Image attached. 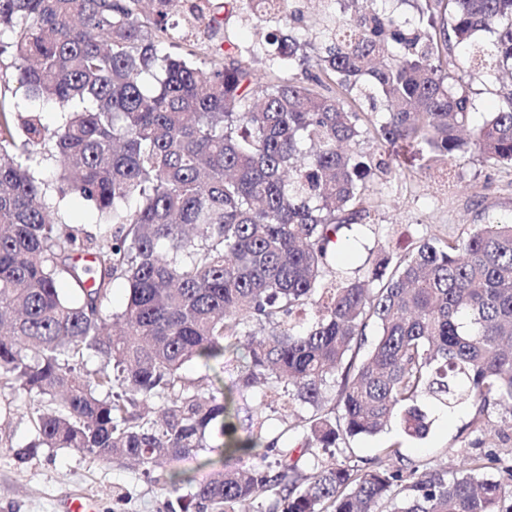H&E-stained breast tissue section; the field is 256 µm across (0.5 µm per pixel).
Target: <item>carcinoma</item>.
Here are the masks:
<instances>
[{
  "instance_id": "1",
  "label": "carcinoma",
  "mask_w": 512,
  "mask_h": 512,
  "mask_svg": "<svg viewBox=\"0 0 512 512\" xmlns=\"http://www.w3.org/2000/svg\"><path fill=\"white\" fill-rule=\"evenodd\" d=\"M228 6L266 24L263 69L237 45L164 50L180 26L215 38ZM415 9L412 27L383 7L344 16L311 60L278 27L301 21V0H0L9 79L60 117L51 130L0 103V379L47 403L31 447L149 475L216 432L210 478L181 512H503L512 469L488 478L486 459L464 457L450 476L392 445L352 465L341 446L394 417L425 437L424 400L470 408L474 432L512 409L511 218L395 262L370 253L362 280L332 248L369 225L372 175L464 150L512 165V88L472 123L467 83L448 82L439 51L470 47L469 67L484 68L483 32L512 64V0ZM367 135L372 153L346 152ZM70 194L97 210L91 230L58 221ZM116 280L128 298L108 316ZM240 341L238 395L311 408L297 443L239 438L234 398L186 377ZM89 356L103 366L86 369ZM155 400L159 419L142 409Z\"/></svg>"
}]
</instances>
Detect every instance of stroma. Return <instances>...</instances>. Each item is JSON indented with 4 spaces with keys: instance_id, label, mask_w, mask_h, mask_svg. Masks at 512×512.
Listing matches in <instances>:
<instances>
[{
    "instance_id": "1",
    "label": "stroma",
    "mask_w": 512,
    "mask_h": 512,
    "mask_svg": "<svg viewBox=\"0 0 512 512\" xmlns=\"http://www.w3.org/2000/svg\"><path fill=\"white\" fill-rule=\"evenodd\" d=\"M366 201L373 222L361 231L347 264L356 271L368 249L384 250L399 259L423 240H456L474 225L512 214V166L490 165L476 152L460 153L445 164L416 166L392 178H372ZM239 362L225 354L223 364L203 369L189 363L185 374L211 392L235 389ZM38 400L21 398L0 385V512H67L70 499H93L96 512H179L178 492L170 489V472L143 477L135 466L101 464L67 449L32 447V415ZM239 437L275 436L300 418L310 416L302 405H272L257 410L252 397L236 398ZM431 421L425 438L401 436L389 426L374 436L347 439L351 459L374 455L376 449L399 443L408 459H433L438 468L455 472L463 456L489 457L490 476L503 477L512 468V414L491 409L489 436L467 430L466 409L445 415L427 406Z\"/></svg>"
}]
</instances>
